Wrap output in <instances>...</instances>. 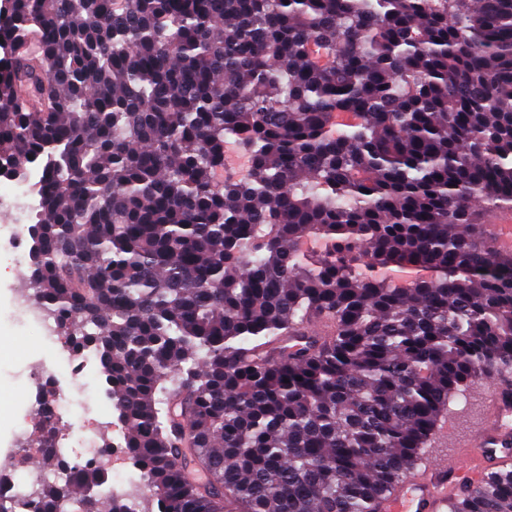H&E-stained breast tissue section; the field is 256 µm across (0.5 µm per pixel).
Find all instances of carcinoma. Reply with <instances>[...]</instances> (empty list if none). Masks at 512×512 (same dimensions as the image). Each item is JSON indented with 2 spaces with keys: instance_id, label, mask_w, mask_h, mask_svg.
Returning <instances> with one entry per match:
<instances>
[{
  "instance_id": "1",
  "label": "carcinoma",
  "mask_w": 512,
  "mask_h": 512,
  "mask_svg": "<svg viewBox=\"0 0 512 512\" xmlns=\"http://www.w3.org/2000/svg\"><path fill=\"white\" fill-rule=\"evenodd\" d=\"M0 40L30 298L147 489L109 508L45 453L36 512H378L449 400L512 373L479 210L512 204V0H13ZM448 512H512V467Z\"/></svg>"
}]
</instances>
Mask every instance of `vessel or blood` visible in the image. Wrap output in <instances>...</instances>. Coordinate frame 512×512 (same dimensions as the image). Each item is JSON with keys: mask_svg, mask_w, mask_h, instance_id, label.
<instances>
[{"mask_svg": "<svg viewBox=\"0 0 512 512\" xmlns=\"http://www.w3.org/2000/svg\"><path fill=\"white\" fill-rule=\"evenodd\" d=\"M492 231L501 249H512V212H500ZM491 410L477 433L432 476L407 479L401 490L380 503V512H448V501L478 484L499 459L512 455V381L492 384Z\"/></svg>", "mask_w": 512, "mask_h": 512, "instance_id": "vessel-or-blood-1", "label": "vessel or blood"}]
</instances>
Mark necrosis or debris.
<instances>
[{
  "mask_svg": "<svg viewBox=\"0 0 512 512\" xmlns=\"http://www.w3.org/2000/svg\"><path fill=\"white\" fill-rule=\"evenodd\" d=\"M12 309L20 325H29L39 331L42 348L55 352L68 364L63 374L52 370L42 358L33 359L28 364L27 381L36 391L34 411L37 420L34 426L22 427L18 433L21 440L27 441V449L16 445L8 448L9 465L0 469V500L10 504L12 512H34L28 484L35 481L38 474L30 469L28 458L47 450L63 456L80 444L74 424L64 423L63 416L70 411L72 383L91 374L96 359L90 351L73 349L58 334L54 320L33 307L21 290L13 292Z\"/></svg>",
  "mask_w": 512,
  "mask_h": 512,
  "instance_id": "necrosis-or-debris-1",
  "label": "necrosis or debris"
}]
</instances>
